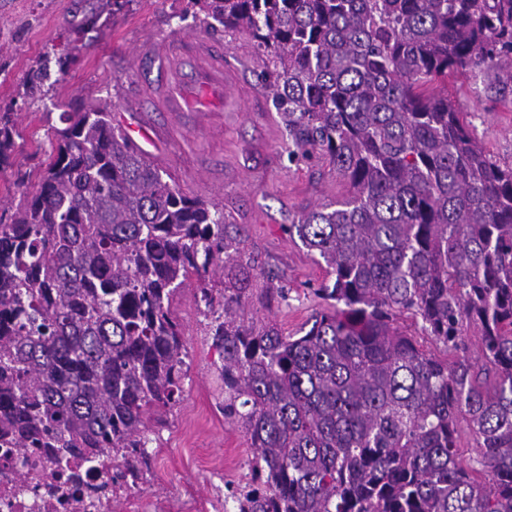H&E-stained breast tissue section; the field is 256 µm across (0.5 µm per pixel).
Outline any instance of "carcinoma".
<instances>
[{
	"label": "carcinoma",
	"mask_w": 512,
	"mask_h": 512,
	"mask_svg": "<svg viewBox=\"0 0 512 512\" xmlns=\"http://www.w3.org/2000/svg\"><path fill=\"white\" fill-rule=\"evenodd\" d=\"M190 5L250 36L293 152L350 184L287 228L329 269L313 290L327 306L296 338L245 318L257 272L240 225L165 180L107 109L64 112L38 189L0 224V448L34 449L59 477L110 458L113 483L137 484L147 420L182 399L170 300L195 275L224 418L254 453L238 512H512V166L433 88L512 66V0ZM15 135L0 115V164ZM461 420L479 471L460 461Z\"/></svg>",
	"instance_id": "carcinoma-1"
}]
</instances>
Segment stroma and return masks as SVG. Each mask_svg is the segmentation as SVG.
Wrapping results in <instances>:
<instances>
[{"label": "stroma", "mask_w": 512, "mask_h": 512, "mask_svg": "<svg viewBox=\"0 0 512 512\" xmlns=\"http://www.w3.org/2000/svg\"><path fill=\"white\" fill-rule=\"evenodd\" d=\"M96 8L97 0H0V113H12L19 132L0 166V222L11 223L20 198L37 190L51 160L46 133L61 113L106 106L113 122H140L158 132L145 151L181 193L218 203L229 223L243 225V247L260 269L246 317L299 335L323 305L313 290L328 275L319 255L285 227L311 207L346 198L347 183L324 160L291 155L248 35L205 31L187 0H130L115 13ZM185 35L207 37L230 55L232 93L223 111L155 112L142 95L157 73L136 62V48ZM64 48L71 59L61 69L54 54ZM38 65L46 76L33 87L29 75ZM448 98L494 159L512 164V79L505 70L484 66L449 76ZM282 283L287 300L267 303V289ZM197 288V280L187 281L171 302L187 349V376L181 403L157 430L141 499L172 501L188 486L195 499L218 495L227 512H236L228 490L250 482L254 454L240 425L224 417L222 361Z\"/></svg>", "instance_id": "35a3bbf8"}]
</instances>
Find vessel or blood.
Segmentation results:
<instances>
[{
  "label": "vessel or blood",
  "instance_id": "vessel-or-blood-1",
  "mask_svg": "<svg viewBox=\"0 0 512 512\" xmlns=\"http://www.w3.org/2000/svg\"><path fill=\"white\" fill-rule=\"evenodd\" d=\"M145 50L165 76L148 91L156 111L202 112L206 101L220 102L229 96L224 52L210 41L187 36L150 43Z\"/></svg>",
  "mask_w": 512,
  "mask_h": 512
}]
</instances>
